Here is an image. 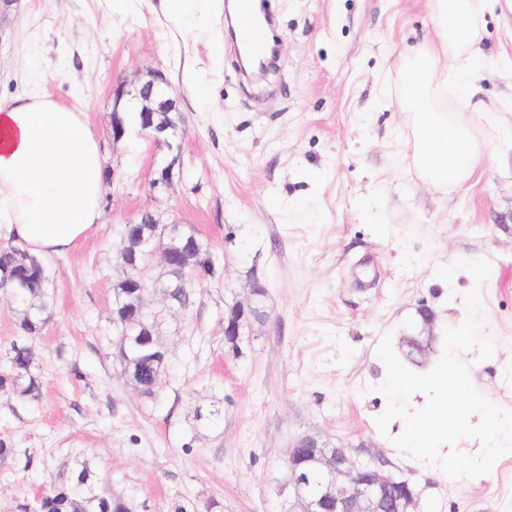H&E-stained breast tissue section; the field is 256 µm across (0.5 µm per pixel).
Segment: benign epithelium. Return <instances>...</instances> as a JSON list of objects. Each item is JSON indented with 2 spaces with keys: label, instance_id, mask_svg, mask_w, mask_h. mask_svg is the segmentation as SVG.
Instances as JSON below:
<instances>
[{
  "label": "benign epithelium",
  "instance_id": "1",
  "mask_svg": "<svg viewBox=\"0 0 512 512\" xmlns=\"http://www.w3.org/2000/svg\"><path fill=\"white\" fill-rule=\"evenodd\" d=\"M121 81L113 92L112 140L120 141L128 133L122 112L142 114L138 135L151 141L156 148L172 150L174 133L158 121L162 113L177 111L176 98L168 90V82L157 71L138 82L134 91L125 90ZM175 164L166 160L158 164L150 186L154 191L168 189L173 183ZM305 448L312 456L320 474L317 487L310 485L303 461L297 458ZM381 456L370 453L368 459H353L346 448L321 449V442L312 436L300 438L288 449L289 483L292 485L299 512H412L417 504V493L412 483L384 470Z\"/></svg>",
  "mask_w": 512,
  "mask_h": 512
}]
</instances>
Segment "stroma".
I'll list each match as a JSON object with an SVG mask.
<instances>
[{"mask_svg": "<svg viewBox=\"0 0 512 512\" xmlns=\"http://www.w3.org/2000/svg\"><path fill=\"white\" fill-rule=\"evenodd\" d=\"M266 8L282 42L261 78L239 69L224 0H192L185 14L165 0H16L0 22V103L46 97L84 113L114 173L99 225L48 262L52 316L30 342L41 398L0 393V439L33 458L29 468L0 458V512L48 489L77 456L135 512H206L212 501L215 512H293L287 453L305 436L355 458L379 454L414 484L417 512H512V454L453 480L395 447L401 420L384 434L375 422L386 408L382 336L406 367L429 372L473 289L495 353L462 358L477 391L512 410V164L446 191L416 171L402 101L408 67L436 39L429 0ZM485 30L481 98L511 110L512 77L494 60L512 45L496 16ZM152 70L185 130L182 171L163 192L150 188L154 145L113 141L110 126L118 82ZM146 211L195 232L219 260L191 310L153 297L168 352L153 398L123 379L113 349L122 229ZM479 258L492 265L483 283L436 275ZM256 281L267 318L233 356L224 310L250 301Z\"/></svg>", "mask_w": 512, "mask_h": 512, "instance_id": "stroma-1", "label": "stroma"}]
</instances>
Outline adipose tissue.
Wrapping results in <instances>:
<instances>
[{
	"label": "adipose tissue",
	"mask_w": 512,
	"mask_h": 512,
	"mask_svg": "<svg viewBox=\"0 0 512 512\" xmlns=\"http://www.w3.org/2000/svg\"><path fill=\"white\" fill-rule=\"evenodd\" d=\"M438 40L409 70L405 107L413 109L416 168L434 184H463L497 155L472 135L477 89L462 74L451 112L434 103L432 75L442 60L474 61L485 14L498 0H430ZM105 182L101 146L82 113L44 98L0 103V236L44 258L69 251L100 221Z\"/></svg>",
	"instance_id": "adipose-tissue-1"
}]
</instances>
